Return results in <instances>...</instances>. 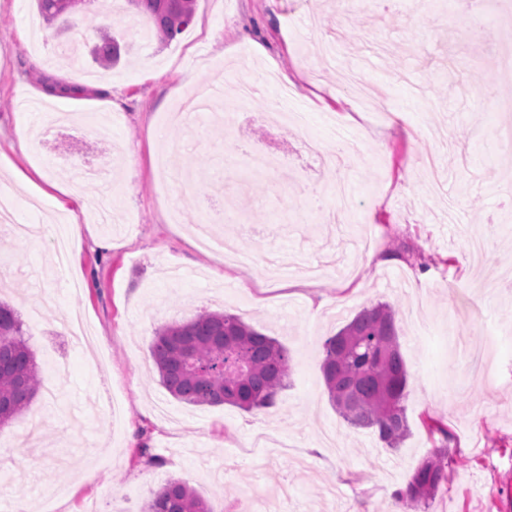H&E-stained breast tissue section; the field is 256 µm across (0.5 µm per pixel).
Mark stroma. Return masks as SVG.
Returning <instances> with one entry per match:
<instances>
[{
	"label": "stroma",
	"mask_w": 512,
	"mask_h": 512,
	"mask_svg": "<svg viewBox=\"0 0 512 512\" xmlns=\"http://www.w3.org/2000/svg\"><path fill=\"white\" fill-rule=\"evenodd\" d=\"M35 14L33 0H0V149L16 171L0 186L31 229L25 240L0 230V299L24 317L58 393H39L9 426L0 501L141 512L182 478L213 512H394V492L444 444L452 470L425 512H512V146L497 135L512 110L479 97L490 81L512 90L495 63L500 19L481 17L475 38L457 0H351L342 24L330 0H196L165 46L134 40L142 18L127 9L98 19L121 41L120 63L63 94L35 68L56 71L61 43L88 49L96 33L52 23L36 52ZM349 66L367 100L340 84ZM270 70L277 80L228 119L183 110L203 88L231 99L237 81ZM340 130L361 139L347 167L304 152ZM242 138L280 165L229 163ZM81 159L107 173L114 223L88 218L101 186L73 179ZM213 207L215 234L251 265L197 247L194 226ZM73 220L81 243L63 277L43 226ZM42 296L50 305L29 320ZM378 304L395 312L408 370L409 431L394 450L344 421L321 372L325 340ZM202 311L287 350L290 385L274 407L193 406L159 384L155 330ZM75 312L88 342L65 331ZM427 414L450 441L429 436Z\"/></svg>",
	"instance_id": "obj_1"
}]
</instances>
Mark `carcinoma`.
I'll return each mask as SVG.
<instances>
[{
	"mask_svg": "<svg viewBox=\"0 0 512 512\" xmlns=\"http://www.w3.org/2000/svg\"><path fill=\"white\" fill-rule=\"evenodd\" d=\"M48 22L66 20L65 0H35ZM147 20L156 38L168 43L191 23L195 0H127ZM94 61L110 69L120 45L99 28ZM159 383L176 399L194 406L229 405L243 411L268 409L289 376L286 349L239 317L202 312L160 327L151 346ZM329 400L351 426L372 429L394 448L408 433L404 401L408 372L398 343L394 313L378 304L360 311L324 344L321 365ZM43 385V369L25 338L16 310L0 303V428L29 407ZM447 453L429 452L397 501L414 508L448 481ZM143 512H212L189 483L172 479Z\"/></svg>",
	"mask_w": 512,
	"mask_h": 512,
	"instance_id": "obj_1",
	"label": "carcinoma"
}]
</instances>
